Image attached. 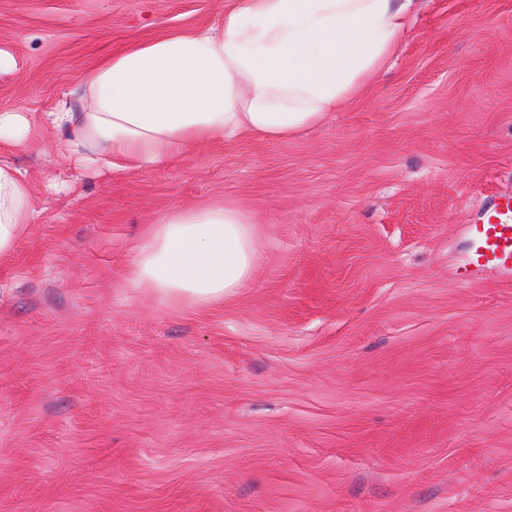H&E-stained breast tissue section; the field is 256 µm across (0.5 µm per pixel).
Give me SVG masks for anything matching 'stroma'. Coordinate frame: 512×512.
I'll use <instances>...</instances> for the list:
<instances>
[{"label":"stroma","instance_id":"1","mask_svg":"<svg viewBox=\"0 0 512 512\" xmlns=\"http://www.w3.org/2000/svg\"><path fill=\"white\" fill-rule=\"evenodd\" d=\"M224 0H0V108L52 110ZM0 260V512H512V276L459 272L512 196V0H414L365 92L285 142L108 171L37 132ZM257 223L205 309L128 285L174 209Z\"/></svg>","mask_w":512,"mask_h":512}]
</instances>
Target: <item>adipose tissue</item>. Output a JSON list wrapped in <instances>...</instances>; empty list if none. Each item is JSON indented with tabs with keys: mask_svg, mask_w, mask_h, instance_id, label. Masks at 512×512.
Instances as JSON below:
<instances>
[{
	"mask_svg": "<svg viewBox=\"0 0 512 512\" xmlns=\"http://www.w3.org/2000/svg\"><path fill=\"white\" fill-rule=\"evenodd\" d=\"M411 4L224 0L208 26L113 51L41 121L0 109V259L39 221L29 175L10 160L36 128L109 170L162 168L219 141H285L341 109L389 63ZM256 259L255 221L240 208L177 209L139 246L130 285L203 308L249 281Z\"/></svg>",
	"mask_w": 512,
	"mask_h": 512,
	"instance_id": "ef3b65f1",
	"label": "adipose tissue"
}]
</instances>
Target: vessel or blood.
Segmentation results:
<instances>
[{
  "instance_id": "1",
  "label": "vessel or blood",
  "mask_w": 512,
  "mask_h": 512,
  "mask_svg": "<svg viewBox=\"0 0 512 512\" xmlns=\"http://www.w3.org/2000/svg\"><path fill=\"white\" fill-rule=\"evenodd\" d=\"M472 249L464 277L496 268L512 272V196L494 200L471 226Z\"/></svg>"
}]
</instances>
